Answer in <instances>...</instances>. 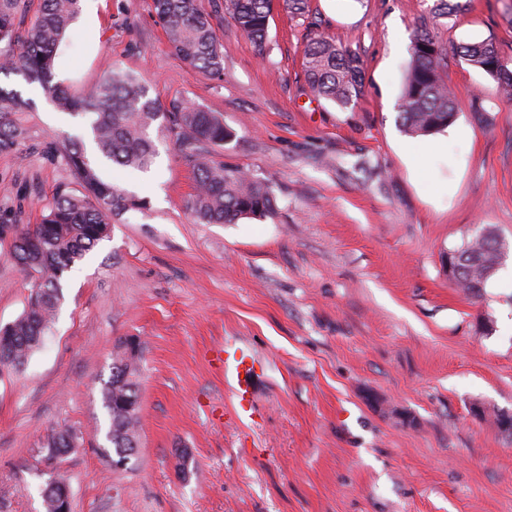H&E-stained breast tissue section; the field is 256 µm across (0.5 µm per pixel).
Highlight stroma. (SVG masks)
<instances>
[{"label":"stroma","instance_id":"35a3bbf8","mask_svg":"<svg viewBox=\"0 0 512 512\" xmlns=\"http://www.w3.org/2000/svg\"><path fill=\"white\" fill-rule=\"evenodd\" d=\"M432 24L458 101L453 125L405 134L397 102L412 36L435 0H274L255 45L222 0H198L224 52L219 75L191 73L152 0H99L69 35L56 79L81 94L119 66L162 105L221 113L233 136L214 159L268 183L275 212L201 224L191 165L161 136L150 170L105 166L145 197L113 218L63 280V300L24 368L0 373V512H43L50 474L71 512H512V96L468 65L462 44L493 40L512 69V0H458ZM325 35L357 52L364 82L349 107L315 98L303 48ZM33 99L27 140L0 152V324L31 283L11 251L74 179L44 144L88 137L36 84L0 74ZM494 228L509 254L482 297L448 277V250ZM137 338V456L112 465L102 385L121 340ZM264 361L255 423L233 421L217 342ZM52 427L80 436L46 460Z\"/></svg>","mask_w":512,"mask_h":512}]
</instances>
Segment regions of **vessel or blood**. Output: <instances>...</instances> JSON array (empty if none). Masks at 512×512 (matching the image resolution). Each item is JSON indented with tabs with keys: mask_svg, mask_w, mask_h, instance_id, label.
I'll return each mask as SVG.
<instances>
[{
	"mask_svg": "<svg viewBox=\"0 0 512 512\" xmlns=\"http://www.w3.org/2000/svg\"><path fill=\"white\" fill-rule=\"evenodd\" d=\"M211 364L224 374L231 388L234 417L237 421L255 417L251 381L254 377L257 357L249 347L224 345L210 351Z\"/></svg>",
	"mask_w": 512,
	"mask_h": 512,
	"instance_id": "obj_1",
	"label": "vessel or blood"
}]
</instances>
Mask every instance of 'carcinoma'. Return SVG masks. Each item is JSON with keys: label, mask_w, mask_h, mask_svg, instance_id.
Masks as SVG:
<instances>
[{"label": "carcinoma", "mask_w": 512, "mask_h": 512, "mask_svg": "<svg viewBox=\"0 0 512 512\" xmlns=\"http://www.w3.org/2000/svg\"><path fill=\"white\" fill-rule=\"evenodd\" d=\"M153 10L170 47L193 72L218 74L224 69L222 44L211 17L197 0H152ZM29 25L19 30L28 14ZM81 13V0H0V74H19L41 86L59 110L88 119L96 159L83 143L71 139L51 142L50 150L62 159L79 185L77 191L60 190L40 223L22 226L12 247L17 265L34 281L24 311L0 325V373L18 370L43 343L62 299V280L107 237L112 217L143 207L135 194L106 181L103 161L130 170H146L157 154L153 129L168 132L179 152L193 165L196 191L190 208L201 224H235L243 218L262 217L274 210L272 188L248 173L213 159L205 145H224L232 131L221 116L191 104L173 101L165 110L149 96V89L130 73L116 69L89 96L52 82L56 60L68 42L67 34ZM224 14L255 44L265 43L271 17V0H224ZM463 59L483 70L497 88L512 94V70L490 40L461 47ZM411 64L397 104L400 125L409 135H431L457 118L456 96L448 87L446 55L427 26L417 29L411 42ZM305 76L311 93L347 107L361 94L362 63L358 54L317 35L303 49ZM29 108L13 92L0 89V151L16 149L27 139V129L17 114ZM498 235L486 228L456 248L458 271L451 280L473 297L494 275L498 261ZM139 357L129 354L121 341L112 356V370L102 389L109 417L106 438L126 465L137 453L140 402L136 382ZM77 437L71 430L47 433L42 449L50 458L69 451Z\"/></svg>", "instance_id": "1"}]
</instances>
